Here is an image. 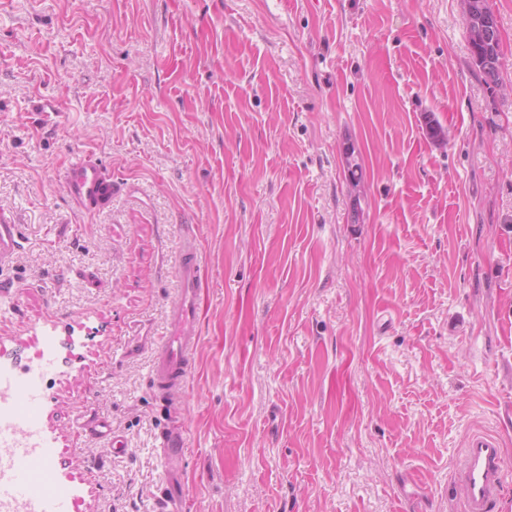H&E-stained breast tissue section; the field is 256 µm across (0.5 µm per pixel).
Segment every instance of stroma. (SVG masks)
I'll return each instance as SVG.
<instances>
[{"instance_id":"stroma-1","label":"stroma","mask_w":512,"mask_h":512,"mask_svg":"<svg viewBox=\"0 0 512 512\" xmlns=\"http://www.w3.org/2000/svg\"><path fill=\"white\" fill-rule=\"evenodd\" d=\"M489 4L492 90L462 0H0V366L48 367L69 512H157L171 469L182 512H463L476 430L512 471V0ZM77 151L117 184L104 211L66 193ZM191 234L199 342L166 402ZM22 235L19 224H14L9 216L0 211V271L15 262L21 250ZM186 446L187 440L182 430L168 429L160 434L157 448H161L164 455L171 457L184 452Z\"/></svg>"}]
</instances>
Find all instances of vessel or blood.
<instances>
[{
  "label": "vessel or blood",
  "instance_id": "obj_1",
  "mask_svg": "<svg viewBox=\"0 0 512 512\" xmlns=\"http://www.w3.org/2000/svg\"><path fill=\"white\" fill-rule=\"evenodd\" d=\"M65 186L72 201L87 212H100L112 202L116 184L112 175L93 153L79 151L68 161ZM22 235L19 225L0 211V271L12 266L21 250ZM202 265L194 243H186L179 263L180 288L171 305L169 328L160 351L153 361L152 379L158 390L169 396L179 394L185 386L191 369L192 352L198 337L196 331L199 288ZM22 402L14 427L15 433L27 432L33 423L32 410L41 403L40 387L36 380L17 385ZM16 469L11 489L27 495L36 483H51L50 471L42 459L27 449L17 448ZM457 478L463 497L464 512H494L499 494L512 472L503 464L499 438L488 432L468 436L458 460ZM183 493L179 474L169 475L161 488L163 512H173Z\"/></svg>",
  "mask_w": 512,
  "mask_h": 512
}]
</instances>
